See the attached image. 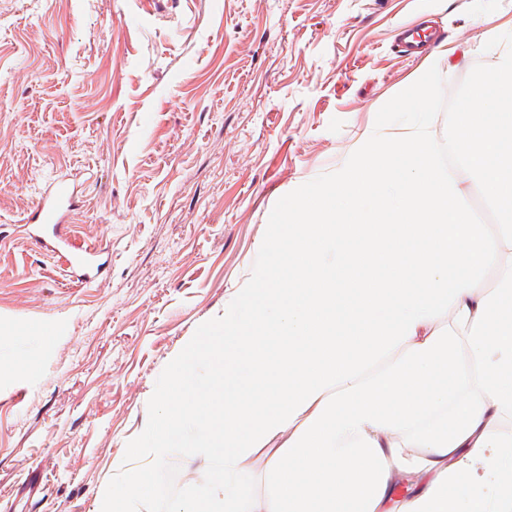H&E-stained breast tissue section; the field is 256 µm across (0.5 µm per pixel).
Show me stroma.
<instances>
[{"instance_id":"1","label":"stroma","mask_w":512,"mask_h":512,"mask_svg":"<svg viewBox=\"0 0 512 512\" xmlns=\"http://www.w3.org/2000/svg\"><path fill=\"white\" fill-rule=\"evenodd\" d=\"M436 26L425 53L399 27ZM512 45V0H0V512H95L167 411L170 370L266 265L289 198L333 182L362 138L426 124L449 154L455 100ZM425 107L400 111L418 85ZM77 190V282L25 219L46 181ZM152 471L143 512L193 496Z\"/></svg>"}]
</instances>
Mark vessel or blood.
<instances>
[{
    "mask_svg": "<svg viewBox=\"0 0 512 512\" xmlns=\"http://www.w3.org/2000/svg\"><path fill=\"white\" fill-rule=\"evenodd\" d=\"M73 205V192L63 182H57L48 187L40 197L36 206L27 217L36 232L51 230L54 244L62 248V258L72 270L77 280L88 283L93 281L100 272L101 266L97 260V250L88 246L77 252L65 251L67 239L64 229L70 222Z\"/></svg>",
    "mask_w": 512,
    "mask_h": 512,
    "instance_id": "vessel-or-blood-1",
    "label": "vessel or blood"
}]
</instances>
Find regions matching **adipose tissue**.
Returning a JSON list of instances; mask_svg holds the SVG:
<instances>
[{
    "instance_id": "ef3b65f1",
    "label": "adipose tissue",
    "mask_w": 512,
    "mask_h": 512,
    "mask_svg": "<svg viewBox=\"0 0 512 512\" xmlns=\"http://www.w3.org/2000/svg\"><path fill=\"white\" fill-rule=\"evenodd\" d=\"M489 85L493 109L476 111ZM451 148L497 223L465 204L424 125L364 139L351 170L289 201L245 317L200 341L224 363L223 402L181 407L193 355L167 378L151 462L210 425L174 512H391L400 477L398 512H512V51L457 98ZM150 494L149 469H129L98 512Z\"/></svg>"
}]
</instances>
